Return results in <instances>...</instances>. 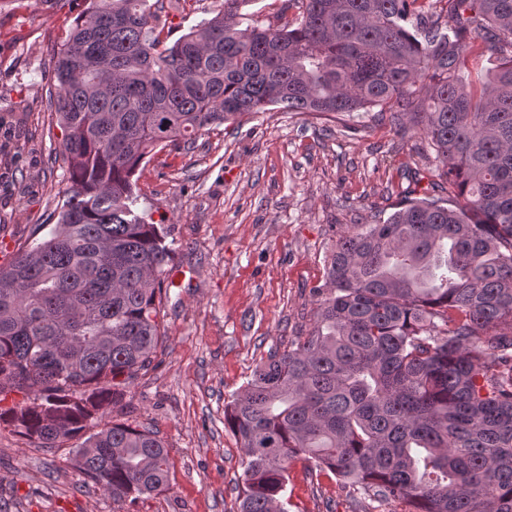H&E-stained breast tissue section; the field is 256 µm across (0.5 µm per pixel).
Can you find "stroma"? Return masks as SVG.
Masks as SVG:
<instances>
[{"mask_svg": "<svg viewBox=\"0 0 512 512\" xmlns=\"http://www.w3.org/2000/svg\"><path fill=\"white\" fill-rule=\"evenodd\" d=\"M223 0H162L177 39ZM83 0H0V256L53 221L68 186L63 133L50 108L53 51ZM390 113L334 121L269 108L168 146L143 163L139 206L172 241L165 330L151 364L113 407L117 422L147 427L169 447L171 489L114 503L52 450L0 427V499L7 512H238L243 452L224 404L270 354L315 325L341 232L387 218L407 197L432 195L444 168L420 134ZM288 512H405L352 497L341 480L291 463Z\"/></svg>", "mask_w": 512, "mask_h": 512, "instance_id": "obj_1", "label": "stroma"}]
</instances>
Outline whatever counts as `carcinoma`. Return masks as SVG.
<instances>
[{
    "label": "carcinoma",
    "instance_id": "obj_1",
    "mask_svg": "<svg viewBox=\"0 0 512 512\" xmlns=\"http://www.w3.org/2000/svg\"><path fill=\"white\" fill-rule=\"evenodd\" d=\"M251 0L160 47L150 0H85L54 50L51 97L70 186L46 233L0 264V425L123 501L170 488L169 451L107 420L161 343L173 248L138 212L158 148L263 112L408 118L448 198L407 200L336 240L313 331L270 355L224 406L244 453L239 512H288L303 456L408 512H512V0ZM500 64L463 81L476 42ZM248 6L242 8L241 13L247 14V18L257 22L262 27L276 26L281 21L277 20L281 8L286 0H252Z\"/></svg>",
    "mask_w": 512,
    "mask_h": 512
}]
</instances>
